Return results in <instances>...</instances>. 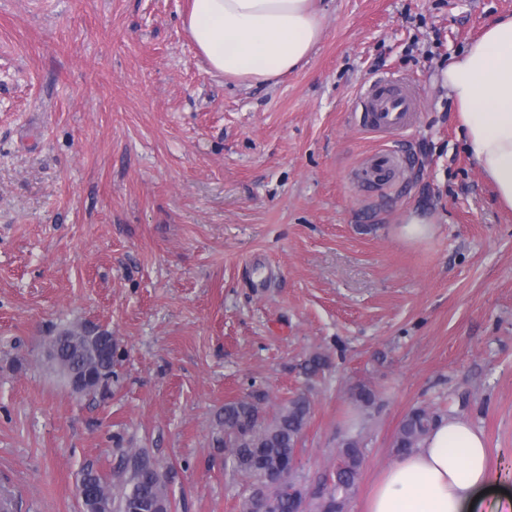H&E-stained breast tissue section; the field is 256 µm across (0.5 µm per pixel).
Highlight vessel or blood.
Instances as JSON below:
<instances>
[{
  "label": "vessel or blood",
  "mask_w": 512,
  "mask_h": 512,
  "mask_svg": "<svg viewBox=\"0 0 512 512\" xmlns=\"http://www.w3.org/2000/svg\"><path fill=\"white\" fill-rule=\"evenodd\" d=\"M363 123L373 130H406L412 125L417 110L414 90L405 82L381 77L363 92ZM399 155L393 150L376 153L366 171L369 179L379 181L398 162Z\"/></svg>",
  "instance_id": "b4317fda"
}]
</instances>
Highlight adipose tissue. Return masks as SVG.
<instances>
[{
    "instance_id": "adipose-tissue-1",
    "label": "adipose tissue",
    "mask_w": 512,
    "mask_h": 512,
    "mask_svg": "<svg viewBox=\"0 0 512 512\" xmlns=\"http://www.w3.org/2000/svg\"><path fill=\"white\" fill-rule=\"evenodd\" d=\"M321 17L319 0H190L183 24L212 73L251 85L302 68ZM446 75L465 148L512 209V14L490 20ZM494 481L484 434L448 417L381 473L365 512H465Z\"/></svg>"
}]
</instances>
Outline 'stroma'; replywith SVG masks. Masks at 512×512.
Instances as JSON below:
<instances>
[{
  "label": "stroma",
  "mask_w": 512,
  "mask_h": 512,
  "mask_svg": "<svg viewBox=\"0 0 512 512\" xmlns=\"http://www.w3.org/2000/svg\"><path fill=\"white\" fill-rule=\"evenodd\" d=\"M189 0H0V493L14 512H79L85 469L145 449L171 512H243L214 439L226 402L312 401L298 447L318 512L359 436L343 512H363L413 408L480 428L512 499V211L457 132L444 71L512 0H323L299 71L246 86L211 73ZM420 92L414 127L373 133L376 78ZM406 151L385 189L361 172ZM429 224L405 238L410 219ZM112 331L108 398L75 396L43 338ZM327 365L304 373L310 355ZM377 395L366 415L350 397Z\"/></svg>",
  "instance_id": "obj_1"
}]
</instances>
